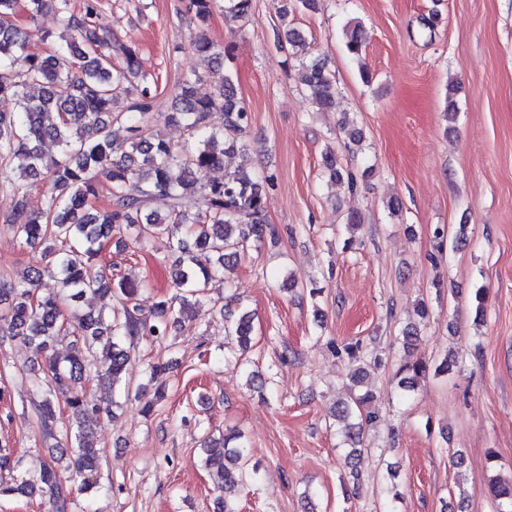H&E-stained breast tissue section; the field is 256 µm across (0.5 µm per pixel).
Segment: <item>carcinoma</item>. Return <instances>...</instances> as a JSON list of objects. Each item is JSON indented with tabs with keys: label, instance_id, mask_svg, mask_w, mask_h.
<instances>
[{
	"label": "carcinoma",
	"instance_id": "1",
	"mask_svg": "<svg viewBox=\"0 0 512 512\" xmlns=\"http://www.w3.org/2000/svg\"><path fill=\"white\" fill-rule=\"evenodd\" d=\"M69 0H25L30 19L48 9L62 15L63 32L58 36L19 28L15 17L20 0H0V97L13 98L19 110L0 113V191L12 197V209L1 229L30 245H40L44 266L28 270L17 281L0 280V342L21 339L44 353L41 380L47 390L35 404L41 426L52 429L60 422L74 436L72 479L79 490L98 487L95 474L100 449L86 440L85 428L96 422L107 408L87 401L76 384L95 372L106 392L117 389L129 361L126 343L140 336L168 335L172 326L192 319L191 298L206 296L223 287L224 272L240 260L249 243L264 235L276 237L264 215L274 176L258 175L242 167L209 180L210 170L223 165L224 157L247 150L251 112L237 97L231 76L222 78L216 92L197 93L203 81L199 73L182 77L175 110L157 111L156 82L140 68L131 49L116 59L104 28L102 0H83L79 11L68 10ZM214 0H182L183 12L199 24L208 21ZM253 0H225L224 13L235 20L248 18ZM56 38V47L46 54L30 50L31 40ZM368 41L364 26L347 28L346 48L358 58ZM189 45L217 68L232 58V49L213 41L205 31L195 30ZM300 83L314 97L317 110L335 105L336 83L325 63L301 62ZM224 113V125L210 124L212 113ZM182 125L186 141L173 144L159 133L160 121ZM50 141L59 154L47 157L42 146ZM329 176L356 190L354 175L339 157L324 159ZM38 178L46 187L45 204L33 209L28 201L30 180ZM107 189L109 203L98 206L100 191ZM207 199L205 213L190 209L194 195ZM168 201L167 215L151 210L154 200ZM135 232V241L165 238L171 248L172 279L177 288L170 298L149 312L137 304L140 285L93 274L90 264L112 236ZM45 275L60 280L56 293H37ZM112 293L115 305L104 319L92 313L65 314L66 305L88 294ZM229 332L242 349L252 342V317L248 312L224 313ZM70 338V352L60 356L58 342ZM342 352L354 365L351 380L358 384L367 374V356L360 342L343 345ZM429 367L418 359L405 362L398 372L399 397L418 386ZM373 393L353 392L349 400L336 404L334 417L342 423L336 434L347 445L344 460L361 456L364 427L376 415L369 410ZM210 459H222L211 474L213 487L222 493L220 512H238L231 496L247 483L256 484L259 468L248 467V450L240 432L232 430L220 440L206 442ZM24 494L47 496L56 512H67L61 480L49 463L21 477L0 476V497Z\"/></svg>",
	"mask_w": 512,
	"mask_h": 512
}]
</instances>
